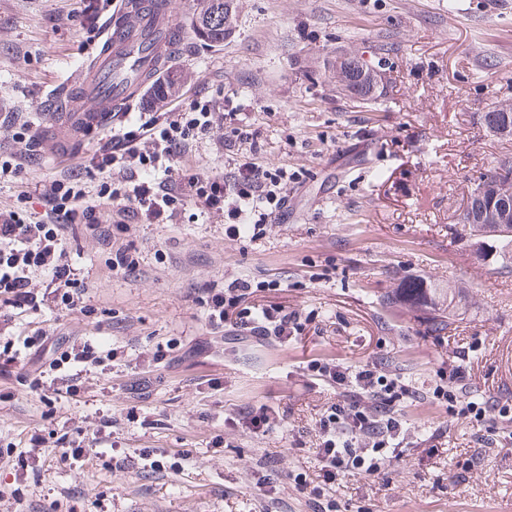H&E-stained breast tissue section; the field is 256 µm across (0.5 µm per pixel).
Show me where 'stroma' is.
<instances>
[{
    "label": "stroma",
    "mask_w": 512,
    "mask_h": 512,
    "mask_svg": "<svg viewBox=\"0 0 512 512\" xmlns=\"http://www.w3.org/2000/svg\"><path fill=\"white\" fill-rule=\"evenodd\" d=\"M104 0H0V151L13 148L11 128L28 124L35 158L0 178V209L42 213L39 191L66 166L62 149L89 161L111 132L90 139L47 116L46 96L65 88L96 37ZM207 0H173L184 42L171 64L175 91L166 104L136 107L117 131L137 128L150 112L210 101L212 127L186 155L188 173L224 174L248 146L225 151L232 120L249 125L259 159L290 176L286 220L257 241L225 234L227 219L191 208L157 224H132L127 239L141 272L113 275L108 255L82 226L69 232L72 263L84 275L87 313L30 324L75 341L105 336L116 356L84 375L78 397H61L59 415L78 423L111 418V437L136 455L182 451L179 474L111 473L102 465L42 467L32 505L82 496L85 512H310L284 478L304 466L313 435L308 410L322 394L296 373L300 361L327 355L354 365L390 359L414 386L451 362L459 341L476 344L464 364L482 396L512 395V278L488 275L469 247L453 242L454 223L475 172L512 152V140L486 132L480 117L512 101V0H233L224 44L201 42L190 23ZM363 54L388 81L372 99L336 91L326 61L336 52ZM115 130V131H116ZM277 279L271 299L315 313L317 330L289 346L267 350L247 340L208 333L185 298L203 279ZM404 281L427 288L458 287L456 319L427 330L409 304H384ZM176 347L155 363L157 345ZM152 368L157 381L140 418H126L132 368ZM291 409L294 428L258 438L225 427L224 417L247 405ZM44 406L22 386L0 405V440L40 426ZM419 437L448 430L455 448L435 465L418 447L393 463L395 487L377 493L360 476L348 478L341 512H512V452L474 448L463 469L459 444L466 420L429 404L410 412ZM223 435L224 445L210 442ZM279 457L267 469L277 484L268 497L255 472L265 450Z\"/></svg>",
    "instance_id": "1"
}]
</instances>
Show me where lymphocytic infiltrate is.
I'll list each match as a JSON object with an SVG mask.
<instances>
[{"label":"lymphocytic infiltrate","mask_w":512,"mask_h":512,"mask_svg":"<svg viewBox=\"0 0 512 512\" xmlns=\"http://www.w3.org/2000/svg\"><path fill=\"white\" fill-rule=\"evenodd\" d=\"M210 123V104L202 100L179 112L160 113L124 132L119 142L99 147L92 165L113 179L97 195H89L84 169L78 165L52 179L45 210L37 220H26L16 210L0 211V381L16 380L38 396L45 406L43 419L57 412L49 394L50 374H58L66 394L74 397L83 388L82 373L106 360L101 344L93 339L78 344L40 328L19 341L10 334L15 310H82L86 283L69 259L70 228L82 225L110 254L113 273L125 278L137 274L140 266L135 248L125 239L127 216L154 224L189 207L216 209L226 214L230 235L246 232L256 240L285 207L288 172L282 167L249 161L221 176L203 172L173 177L175 165L200 135L208 133ZM37 277L43 280L39 289L33 285ZM275 286V281L250 277L208 280L191 288L187 297L202 309L211 332L284 346L305 333L314 317L261 299V292ZM467 355V350H460L458 365L438 371L437 381L425 390L376 361L355 367L331 359L308 361L304 373L328 387L330 395L314 416L315 474L291 472L287 478L313 512H340L337 492L346 477L362 474L380 490L390 489L391 462L407 445L409 407L429 403L449 416L468 419L471 441L480 446L487 445L491 431L487 410L512 423V400L492 397L482 407L474 402L461 366ZM287 422V412L265 404L224 420L231 428L261 436ZM89 440L87 427L65 423L57 429L34 430L23 444L0 447V468L22 475L15 486L0 490V500L26 503L32 492L24 472L41 461L80 466Z\"/></svg>","instance_id":"obj_1"}]
</instances>
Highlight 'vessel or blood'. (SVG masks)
<instances>
[{
	"mask_svg": "<svg viewBox=\"0 0 512 512\" xmlns=\"http://www.w3.org/2000/svg\"><path fill=\"white\" fill-rule=\"evenodd\" d=\"M169 12L168 0H108L99 43L82 65L83 91L99 106L87 114L69 102L53 120L99 130L126 118L163 61L175 54L182 29Z\"/></svg>",
	"mask_w": 512,
	"mask_h": 512,
	"instance_id": "1",
	"label": "vessel or blood"
}]
</instances>
